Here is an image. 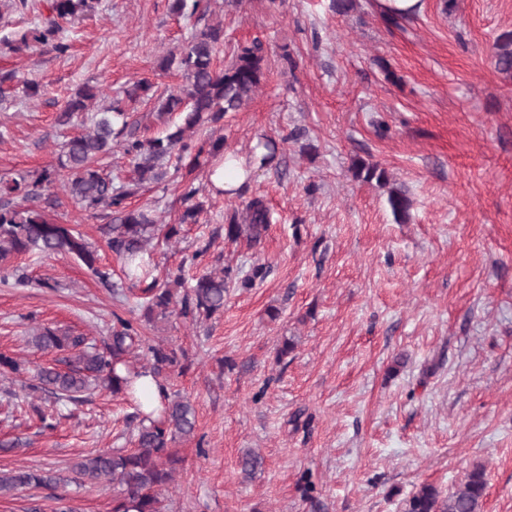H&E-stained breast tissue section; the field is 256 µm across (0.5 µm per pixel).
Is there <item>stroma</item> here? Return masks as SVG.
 <instances>
[{
  "instance_id": "1",
  "label": "stroma",
  "mask_w": 512,
  "mask_h": 512,
  "mask_svg": "<svg viewBox=\"0 0 512 512\" xmlns=\"http://www.w3.org/2000/svg\"><path fill=\"white\" fill-rule=\"evenodd\" d=\"M330 3L210 0L206 15L184 17L172 0H96L66 24L62 53L10 48L49 15V0L24 10L0 0V178L57 165L77 132L57 119L82 86L101 105L142 79L178 90L181 70H162V59L217 23L218 64L257 39L266 76L245 108L194 139L224 137L244 158L261 137L280 142L277 166L253 169L232 195L209 189L211 161L200 157L198 223H177V175L128 201L161 225L152 274L176 295L232 267L223 312L148 321L135 297L113 294L73 256L23 254L11 264L33 284L0 283V353L46 365L53 355L28 343L34 328L100 341L117 315L185 353L167 374L196 424L173 445L181 464L168 512H404L422 485L448 491L477 466L482 512H512V74L495 65L512 0H424L392 23L375 0L343 14ZM358 158L388 183L355 177ZM394 187L411 200L404 223L387 204ZM53 193L49 219L77 227L121 277L108 211H83L61 181ZM257 195L273 214L261 243L225 239L227 213ZM258 266L262 276L240 287ZM287 340L294 348L280 355ZM140 410L99 389L76 405L30 397L22 379L0 375V441L18 443L0 451V470L63 476L89 453L132 447ZM42 411L58 413L55 430H41ZM248 452L262 459L251 479L240 465ZM60 494L78 512H112L111 488L74 481L2 495L0 512H55Z\"/></svg>"
}]
</instances>
